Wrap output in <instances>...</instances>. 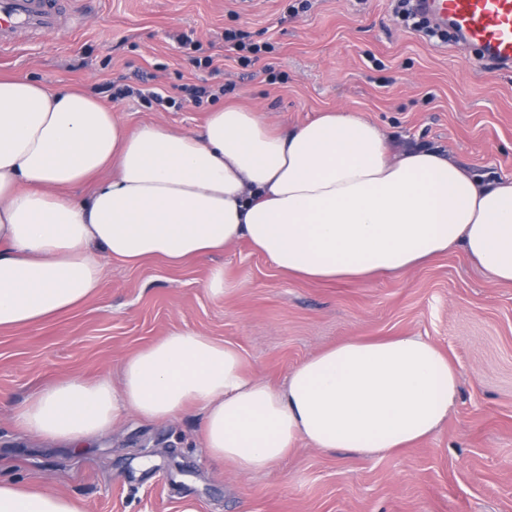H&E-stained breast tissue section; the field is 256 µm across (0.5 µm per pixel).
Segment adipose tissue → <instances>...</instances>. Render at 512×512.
<instances>
[{
    "label": "adipose tissue",
    "mask_w": 512,
    "mask_h": 512,
    "mask_svg": "<svg viewBox=\"0 0 512 512\" xmlns=\"http://www.w3.org/2000/svg\"><path fill=\"white\" fill-rule=\"evenodd\" d=\"M89 198L71 188L106 169ZM248 241L277 269L313 280L398 276L462 251L512 285V177L481 180L429 148L391 155L354 112L291 131L238 107L201 131L132 129L85 92L0 79V328L35 325L102 286V261L176 268ZM457 369L430 340L346 339L276 386L232 345L175 331L126 359L121 381L59 380L16 415L32 437L79 447L125 416H203L208 454L268 470L298 441L394 453L447 418ZM0 512H84L71 498L0 481Z\"/></svg>",
    "instance_id": "ef3b65f1"
}]
</instances>
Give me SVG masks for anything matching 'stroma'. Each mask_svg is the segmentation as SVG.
<instances>
[{"mask_svg": "<svg viewBox=\"0 0 512 512\" xmlns=\"http://www.w3.org/2000/svg\"><path fill=\"white\" fill-rule=\"evenodd\" d=\"M80 24L0 57V77L74 86L110 102L130 128L201 130L217 105L264 113L280 132L350 111L395 147L439 148L485 177L512 176V73L408 32L391 0H86ZM241 31L263 46L240 59ZM212 57V66L201 60ZM183 100L161 109L110 100L104 82ZM209 86L201 103L184 89ZM223 269V294L206 283ZM178 330L230 343L279 385L301 362L350 337L419 335L460 374L457 402L429 438L363 456L302 443L267 471L240 475L200 441L202 416H127L86 448L38 444L15 425L48 383L118 375L124 360ZM0 480L82 501L86 512H512V285L464 253L400 276L314 281L276 269L244 241L173 269L103 262L88 300L39 324L0 329Z\"/></svg>", "mask_w": 512, "mask_h": 512, "instance_id": "1", "label": "stroma"}]
</instances>
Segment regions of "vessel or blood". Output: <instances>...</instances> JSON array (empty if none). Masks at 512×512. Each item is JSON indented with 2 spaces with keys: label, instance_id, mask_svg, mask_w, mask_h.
<instances>
[{
  "label": "vessel or blood",
  "instance_id": "vessel-or-blood-1",
  "mask_svg": "<svg viewBox=\"0 0 512 512\" xmlns=\"http://www.w3.org/2000/svg\"><path fill=\"white\" fill-rule=\"evenodd\" d=\"M431 25L451 28L491 71L512 68V0H415ZM80 0H0V54L34 35L52 36L82 16Z\"/></svg>",
  "mask_w": 512,
  "mask_h": 512
}]
</instances>
